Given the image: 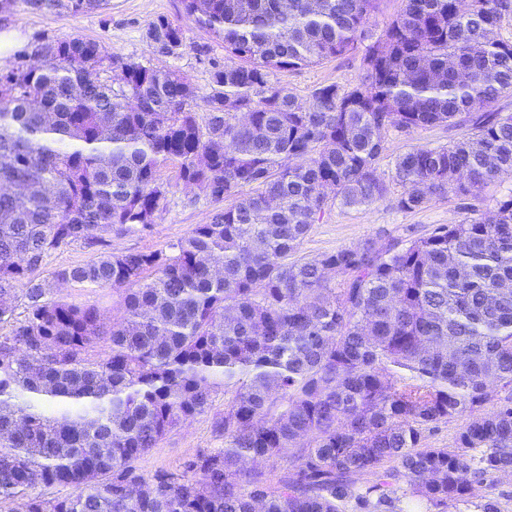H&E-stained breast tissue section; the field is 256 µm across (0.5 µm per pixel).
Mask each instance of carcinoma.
I'll return each mask as SVG.
<instances>
[{
	"mask_svg": "<svg viewBox=\"0 0 512 512\" xmlns=\"http://www.w3.org/2000/svg\"><path fill=\"white\" fill-rule=\"evenodd\" d=\"M80 14L103 0H22ZM240 63L217 68L193 111L188 78L79 37L42 40L0 74V500L23 512H501L483 486L512 471V198L415 239L368 240L296 259L329 204L387 192L375 163L390 128L465 129L399 156V205L477 198L512 174V0H406L376 36L383 0H183ZM177 56L181 29L148 25ZM365 44L362 81L306 106L269 80ZM251 113L242 124L226 105ZM175 162L218 209L166 251L106 250L145 232ZM99 248L39 278L51 253ZM340 277L331 285L328 271ZM124 291L114 322L61 284ZM25 317L14 321L17 301ZM108 346L97 351L100 341ZM224 382V447L180 472L140 459L205 413ZM504 390L493 411L489 384ZM56 405L50 412L47 407ZM465 418L451 448L431 424ZM288 459L268 483L248 465ZM69 486L66 497L30 496Z\"/></svg>",
	"mask_w": 512,
	"mask_h": 512,
	"instance_id": "obj_1",
	"label": "carcinoma"
}]
</instances>
